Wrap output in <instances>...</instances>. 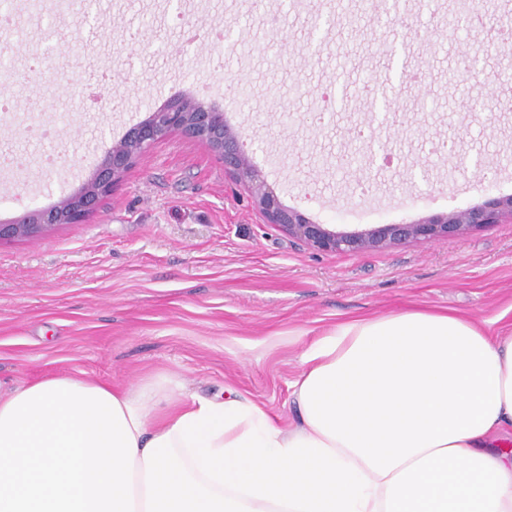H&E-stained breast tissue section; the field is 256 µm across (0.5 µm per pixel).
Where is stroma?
<instances>
[{
    "instance_id": "obj_1",
    "label": "stroma",
    "mask_w": 512,
    "mask_h": 512,
    "mask_svg": "<svg viewBox=\"0 0 512 512\" xmlns=\"http://www.w3.org/2000/svg\"><path fill=\"white\" fill-rule=\"evenodd\" d=\"M502 0H45L0 84V221L49 207L178 90L205 92L281 203L338 231L512 196V56ZM484 102L465 117L469 101ZM421 308L512 328V222L461 238L319 253L267 224L199 141L150 146L83 222L0 243V382L66 373L227 390L281 423L289 383L337 323Z\"/></svg>"
}]
</instances>
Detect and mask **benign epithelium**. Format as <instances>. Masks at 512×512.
Returning a JSON list of instances; mask_svg holds the SVG:
<instances>
[{
  "label": "benign epithelium",
  "instance_id": "obj_1",
  "mask_svg": "<svg viewBox=\"0 0 512 512\" xmlns=\"http://www.w3.org/2000/svg\"><path fill=\"white\" fill-rule=\"evenodd\" d=\"M189 135L202 142L235 179L247 184L267 223L319 252H365L407 243H428L460 237L489 224L512 221V197H497L460 211L435 214L415 224H374L357 232H336L317 224L297 209L280 204L263 172L253 163L237 136L224 123V113L209 106L176 99L162 112L131 128L96 163L90 176L56 208L26 209L0 223V241L39 237L61 224L85 220L99 202L123 180L127 171L156 141L172 133Z\"/></svg>",
  "mask_w": 512,
  "mask_h": 512
}]
</instances>
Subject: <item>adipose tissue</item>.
Returning <instances> with one entry per match:
<instances>
[{
	"label": "adipose tissue",
	"instance_id": "adipose-tissue-1",
	"mask_svg": "<svg viewBox=\"0 0 512 512\" xmlns=\"http://www.w3.org/2000/svg\"><path fill=\"white\" fill-rule=\"evenodd\" d=\"M289 388L285 427L170 377L0 384V512H512V331L341 322Z\"/></svg>",
	"mask_w": 512,
	"mask_h": 512
}]
</instances>
